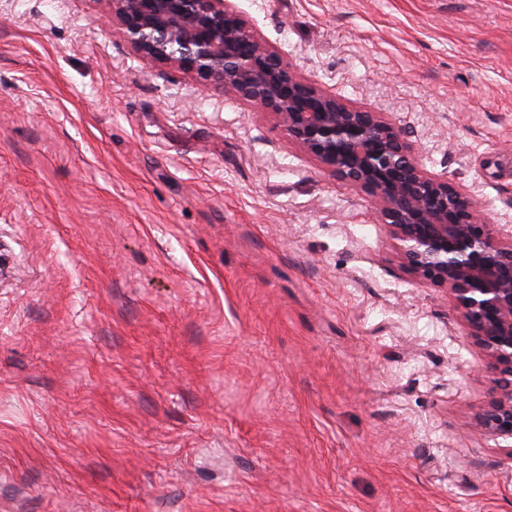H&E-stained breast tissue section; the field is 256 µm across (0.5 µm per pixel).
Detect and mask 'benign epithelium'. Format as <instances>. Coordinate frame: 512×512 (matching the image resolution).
<instances>
[{"label":"benign epithelium","mask_w":512,"mask_h":512,"mask_svg":"<svg viewBox=\"0 0 512 512\" xmlns=\"http://www.w3.org/2000/svg\"><path fill=\"white\" fill-rule=\"evenodd\" d=\"M115 34L158 63L222 85L274 114L321 167L367 193L399 244L402 265L445 285L489 358L492 398L478 416L512 437V227L485 223L470 197L427 171L403 129L299 76L232 0H112Z\"/></svg>","instance_id":"1"}]
</instances>
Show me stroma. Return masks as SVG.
Instances as JSON below:
<instances>
[{
  "label": "stroma",
  "mask_w": 512,
  "mask_h": 512,
  "mask_svg": "<svg viewBox=\"0 0 512 512\" xmlns=\"http://www.w3.org/2000/svg\"><path fill=\"white\" fill-rule=\"evenodd\" d=\"M512 225V0H236ZM112 0H0V512H512L483 348L272 114Z\"/></svg>",
  "instance_id": "stroma-1"
}]
</instances>
